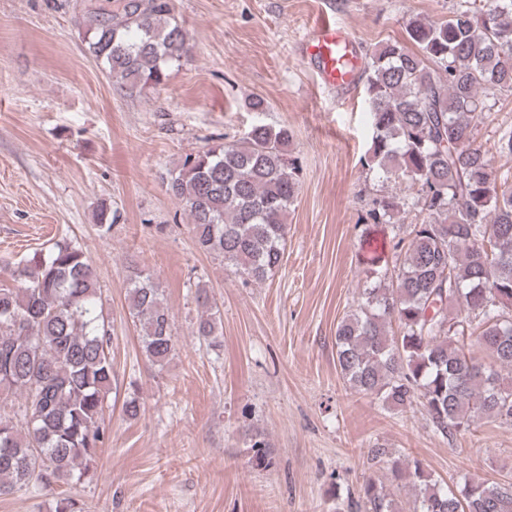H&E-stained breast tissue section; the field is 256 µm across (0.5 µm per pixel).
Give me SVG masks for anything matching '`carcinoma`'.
I'll list each match as a JSON object with an SVG mask.
<instances>
[{
	"mask_svg": "<svg viewBox=\"0 0 512 512\" xmlns=\"http://www.w3.org/2000/svg\"><path fill=\"white\" fill-rule=\"evenodd\" d=\"M171 0H113L91 7L88 50L112 82L130 92L166 84L190 51ZM512 92V0H465L448 19H415L403 42L375 49L365 94L373 130L363 165L395 176L416 193L372 199L364 234L384 225L392 260H370L357 308L336 327L343 379L392 411L421 406L444 438L471 432L480 419L512 424V172L492 169L475 131L498 96ZM292 131L262 122L233 141L215 142L168 171L169 195L191 220L197 247L260 283L281 266L288 212L300 168ZM493 148L512 157V125L494 131ZM400 214L408 224H396ZM13 287H0V496L33 479L90 480L104 443L105 409L115 379L111 328L97 275L67 236L17 264ZM131 315L145 357L163 366L175 351L160 289L135 272ZM195 334L221 335L220 310L206 289ZM489 363L466 352L473 343ZM253 459L271 443L251 435ZM368 463L390 486L360 485L364 512H512V486L461 479L451 487L418 460L384 445Z\"/></svg>",
	"mask_w": 512,
	"mask_h": 512,
	"instance_id": "obj_1",
	"label": "carcinoma"
}]
</instances>
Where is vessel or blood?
Returning a JSON list of instances; mask_svg holds the SVG:
<instances>
[{"instance_id": "vessel-or-blood-1", "label": "vessel or blood", "mask_w": 512, "mask_h": 512, "mask_svg": "<svg viewBox=\"0 0 512 512\" xmlns=\"http://www.w3.org/2000/svg\"><path fill=\"white\" fill-rule=\"evenodd\" d=\"M306 54L325 85L350 86L357 78L356 40L329 17L317 20L304 37Z\"/></svg>"}]
</instances>
